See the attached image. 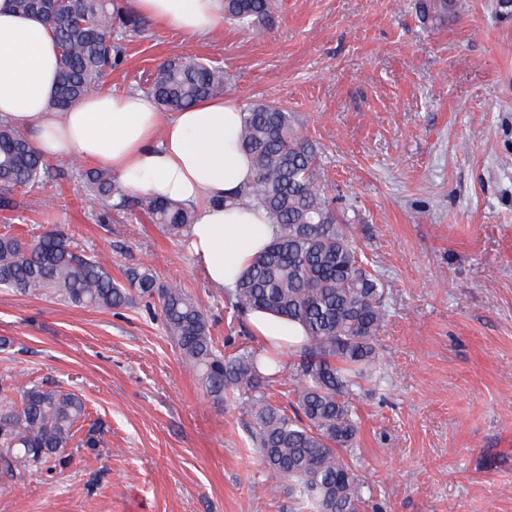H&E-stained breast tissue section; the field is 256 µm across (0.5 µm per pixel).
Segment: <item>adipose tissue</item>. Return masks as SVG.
Masks as SVG:
<instances>
[{
	"instance_id": "1",
	"label": "adipose tissue",
	"mask_w": 512,
	"mask_h": 512,
	"mask_svg": "<svg viewBox=\"0 0 512 512\" xmlns=\"http://www.w3.org/2000/svg\"><path fill=\"white\" fill-rule=\"evenodd\" d=\"M125 8L201 39L224 20V0H125ZM58 67L52 30L0 0V120L26 131L44 158L104 163L126 190L192 209L197 264L213 287L234 288L275 234L260 207L237 198L254 177L238 140L239 103L216 95L173 112L162 126L156 102L139 91L93 94L56 112L48 103ZM247 320L268 348L297 345L304 336L300 324L266 311L249 312Z\"/></svg>"
}]
</instances>
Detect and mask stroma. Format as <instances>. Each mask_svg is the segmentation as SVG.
I'll list each match as a JSON object with an SVG mask.
<instances>
[{
  "mask_svg": "<svg viewBox=\"0 0 512 512\" xmlns=\"http://www.w3.org/2000/svg\"><path fill=\"white\" fill-rule=\"evenodd\" d=\"M276 0L255 33L200 40L146 22L123 39L111 91L139 90L161 61L221 62L224 96L292 112L361 258L385 285L380 383L355 399L346 455L366 512H512V6L447 0ZM40 192L12 193L0 234L63 231L115 281L142 265L179 282L227 352L258 348L187 243L141 207L105 215L88 161L50 160ZM81 396L94 449L23 475L0 512H294L251 439L246 396L207 395L157 307H81L0 288V385Z\"/></svg>",
  "mask_w": 512,
  "mask_h": 512,
  "instance_id": "obj_1",
  "label": "stroma"
}]
</instances>
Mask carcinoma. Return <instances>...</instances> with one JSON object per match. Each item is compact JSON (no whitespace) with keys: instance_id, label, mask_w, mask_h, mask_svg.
Instances as JSON below:
<instances>
[{"instance_id":"cac0c4a2","label":"carcinoma","mask_w":512,"mask_h":512,"mask_svg":"<svg viewBox=\"0 0 512 512\" xmlns=\"http://www.w3.org/2000/svg\"><path fill=\"white\" fill-rule=\"evenodd\" d=\"M17 10L39 17L59 49V84L51 102L64 111L99 88L107 72L123 62L121 35L144 25L115 0H14ZM273 0H224V20L260 29L270 20ZM224 67L185 56L159 63L144 93L165 110H178L224 91ZM255 178L245 197L261 206L278 228L236 288L226 291L236 313L266 310L298 322L305 331L288 353L299 357L283 378L280 356L264 349H217L208 318L181 286L161 281L141 266L119 283L103 263L72 247L56 229L25 241L0 235V287L21 293L57 295L102 310L126 307L134 296L157 299L166 331L216 400L250 391L260 463L288 483L295 512H364V482L344 456L359 432L352 410L362 381L379 359V334L386 318L385 288L363 266L347 225L337 223L320 171L316 146L297 120L278 105L252 102L243 109L238 132ZM49 177L44 158L26 132L0 122V187L11 193L41 189ZM90 200L124 212L131 198L113 195L112 173L84 174ZM155 223L179 236L194 215L179 203L140 198ZM289 387L285 406L267 390ZM86 416L78 395L33 385L20 401L0 403V489L22 473L51 470L66 462V448Z\"/></svg>"}]
</instances>
